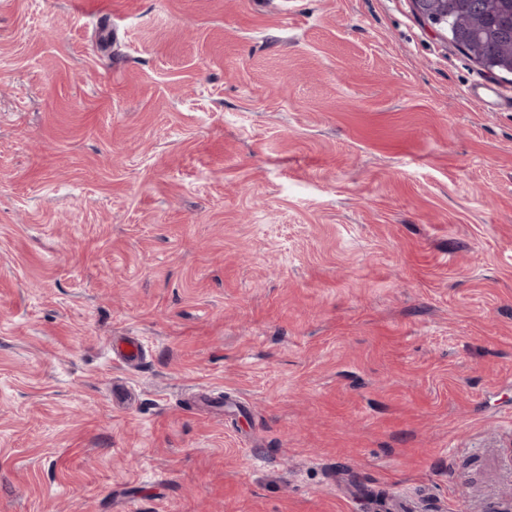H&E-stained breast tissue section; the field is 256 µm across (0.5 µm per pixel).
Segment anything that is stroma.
I'll use <instances>...</instances> for the list:
<instances>
[{"label": "stroma", "mask_w": 512, "mask_h": 512, "mask_svg": "<svg viewBox=\"0 0 512 512\" xmlns=\"http://www.w3.org/2000/svg\"><path fill=\"white\" fill-rule=\"evenodd\" d=\"M0 512H512V74L413 0H0Z\"/></svg>", "instance_id": "1"}]
</instances>
